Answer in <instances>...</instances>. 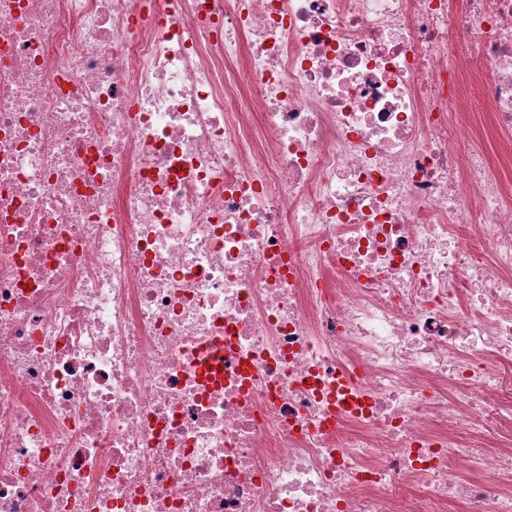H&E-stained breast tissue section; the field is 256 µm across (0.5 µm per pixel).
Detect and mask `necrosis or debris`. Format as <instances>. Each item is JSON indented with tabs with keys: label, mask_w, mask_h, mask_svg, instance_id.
<instances>
[{
	"label": "necrosis or debris",
	"mask_w": 512,
	"mask_h": 512,
	"mask_svg": "<svg viewBox=\"0 0 512 512\" xmlns=\"http://www.w3.org/2000/svg\"><path fill=\"white\" fill-rule=\"evenodd\" d=\"M477 112L512 0H0V512H512Z\"/></svg>",
	"instance_id": "4bbe7bcc"
}]
</instances>
